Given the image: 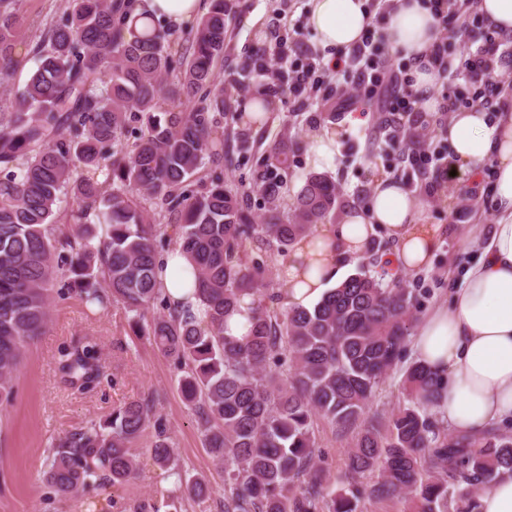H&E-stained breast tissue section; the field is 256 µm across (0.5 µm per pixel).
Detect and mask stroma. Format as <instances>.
I'll return each instance as SVG.
<instances>
[{"label": "stroma", "mask_w": 512, "mask_h": 512, "mask_svg": "<svg viewBox=\"0 0 512 512\" xmlns=\"http://www.w3.org/2000/svg\"><path fill=\"white\" fill-rule=\"evenodd\" d=\"M67 0H17L15 8L24 21L29 52L62 17ZM309 0H241L228 26L224 59L216 69L217 84L230 87L224 102L221 128L224 142L233 147V162L223 164L224 184L237 193L241 203L254 215L264 212L263 199L250 186L262 169L270 147L285 137L307 140L317 129L336 134V165L327 177L340 191L338 205L364 206L378 177L398 179L406 188L423 196V219L438 225L440 246L430 268L401 274L403 285L413 288L419 312L447 303L457 278L476 255L469 236L477 225L495 222L490 205L493 179L490 170L477 174L457 172L454 181L436 183L426 189L407 159L413 140L425 138L440 155H448L445 112H414L408 124L410 137L391 144L389 129L380 125L381 113L350 105L351 85L344 79H330L329 94L292 93L289 77L306 53H318L315 36L308 26ZM299 46L300 54L289 55L280 79L259 73L255 52L259 45L274 49L279 41ZM277 85L270 121L254 125L245 121L242 105L263 86ZM346 102L345 111L325 119L330 106ZM99 349L104 376L98 387L81 391L68 385L59 371L60 352L86 339ZM412 354L393 368L372 401L371 413L389 415L406 402L404 372L413 362ZM16 397L12 405L0 408V512H121L122 504L153 499L166 500L175 488V478L153 465L149 448L154 429H147L134 443L139 466L134 479L119 488L97 486L78 498L56 496L42 479L51 445L87 423L108 416L116 406L130 401L152 402L161 415L173 443L181 470L206 478L214 489L212 497L198 501L184 497L181 512H224L223 469L216 466L195 418L178 389L177 372L148 340L134 336L122 307L108 311L86 306L73 294L54 295L51 320L44 334L28 346L15 376ZM315 464L337 486L347 469L353 431L316 420Z\"/></svg>", "instance_id": "stroma-1"}]
</instances>
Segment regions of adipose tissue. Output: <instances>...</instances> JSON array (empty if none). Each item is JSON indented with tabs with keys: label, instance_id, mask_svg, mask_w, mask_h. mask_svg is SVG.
I'll list each match as a JSON object with an SVG mask.
<instances>
[{
	"label": "adipose tissue",
	"instance_id": "adipose-tissue-1",
	"mask_svg": "<svg viewBox=\"0 0 512 512\" xmlns=\"http://www.w3.org/2000/svg\"><path fill=\"white\" fill-rule=\"evenodd\" d=\"M309 24L322 48L357 44L373 24L365 0H309ZM203 10V0H136L135 13L179 24ZM391 50L410 62L412 89L424 112L437 111L440 78L430 54L440 38L427 0H391L384 29ZM455 167L494 173L492 207L498 215L487 233L476 234L477 261L465 268L451 303L423 316L411 337L417 361L436 374L440 421L458 434H477L512 423V113L480 106L452 110L447 128ZM421 196L391 178L379 179L365 207L344 213L300 239L283 264L287 305L310 307L336 281L342 262L361 259L376 229L397 243L393 269L415 272L429 265L438 227L425 223ZM156 279L173 300L198 307L195 268L181 250L167 253Z\"/></svg>",
	"mask_w": 512,
	"mask_h": 512
}]
</instances>
